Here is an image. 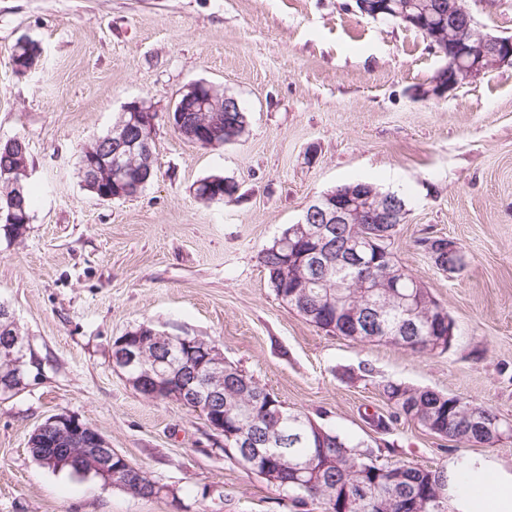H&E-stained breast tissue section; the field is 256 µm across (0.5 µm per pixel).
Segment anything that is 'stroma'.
<instances>
[{
	"mask_svg": "<svg viewBox=\"0 0 512 512\" xmlns=\"http://www.w3.org/2000/svg\"><path fill=\"white\" fill-rule=\"evenodd\" d=\"M468 4L481 32L512 36V0ZM23 35L43 52L20 77L10 54ZM441 64L421 34L353 0H0V141H25L36 192L23 235H0V302L39 362L27 389L0 399V512H320L226 457L201 413L128 385L112 345L143 323L216 343L380 464L436 469L465 453L391 419L389 381L512 421V67L415 97ZM195 81L238 100L243 137L203 146L160 125L136 197L90 193L80 154L124 105L168 112ZM213 174L237 184L235 202L196 198ZM356 181L405 197L394 250L455 323L445 353L326 333L272 291L261 249L314 197ZM426 236L458 242L463 267L438 269ZM61 413L164 493L40 466L29 436Z\"/></svg>",
	"mask_w": 512,
	"mask_h": 512,
	"instance_id": "1",
	"label": "stroma"
}]
</instances>
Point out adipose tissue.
I'll return each instance as SVG.
<instances>
[{
  "instance_id": "1",
  "label": "adipose tissue",
  "mask_w": 512,
  "mask_h": 512,
  "mask_svg": "<svg viewBox=\"0 0 512 512\" xmlns=\"http://www.w3.org/2000/svg\"><path fill=\"white\" fill-rule=\"evenodd\" d=\"M446 475L451 512H512V464L489 455L454 457Z\"/></svg>"
}]
</instances>
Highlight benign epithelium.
Listing matches in <instances>:
<instances>
[{
	"instance_id": "benign-epithelium-1",
	"label": "benign epithelium",
	"mask_w": 512,
	"mask_h": 512,
	"mask_svg": "<svg viewBox=\"0 0 512 512\" xmlns=\"http://www.w3.org/2000/svg\"><path fill=\"white\" fill-rule=\"evenodd\" d=\"M361 12L378 17L382 11L400 20L407 26H420L428 32L432 51L445 57L448 67V80L434 81L426 91L419 90L416 96L421 98H441L465 81H473L493 68L512 66V38L492 36L480 32L469 21L472 13L467 0H448V11H436L430 7L412 11L414 3L410 0H358ZM171 111L180 113L179 124H184V112H202L198 124L211 125V112L239 111L237 99L224 96L218 99L216 88L204 82L188 85L179 95ZM124 118L112 126L107 139L95 140L87 148L91 163L87 168L88 178L92 181L110 180L122 187L119 195H103V200L127 199L139 194L140 187L152 176L150 165L157 124L156 109L144 100L127 103L123 109ZM29 174V165L24 154L15 157V163L0 168V183L11 189L6 196L9 200L7 220L10 224L19 223L17 206L11 201L19 189L17 176ZM407 209L403 201L392 192H381L375 187L363 190L351 186L348 190L323 193L306 207L301 219L283 231L274 242V249L288 251L294 241H318L326 243L333 234L334 224H358L361 220L375 221L380 225L378 233L388 235L384 230L386 224H403ZM346 261L342 266L371 265L374 255L371 251L370 237L352 235L344 244ZM426 252L433 258L444 255L450 258L447 269L458 268L463 260L459 244L451 239L437 237L427 244ZM299 273L296 276L301 288L321 285L318 272L331 266V261L324 250L317 249L302 261H297ZM404 276L396 274L384 289L385 295L397 301L404 310L403 317L393 330L397 341L419 330L425 323L436 325L443 334L433 337L436 348L445 346L453 339L454 324L442 312L433 315L425 310L426 301L422 295L408 292L403 288ZM344 313L349 317L350 334L356 338L366 335L363 326L365 311L361 307L343 305ZM158 346L172 342V336L157 332L145 325L130 330L113 345L112 363L121 370L127 383L143 396L152 400H172L192 408L194 405L206 407L205 419L208 426L224 433V389L216 385V380L224 377L223 352L214 347L209 350L205 361L198 364L184 354L179 359H169L165 352L151 365L144 362L143 350L147 342ZM27 348L26 338L5 304L0 306V398L12 396L27 385L30 378L29 365L23 351ZM471 428L484 440L497 443L512 437V422L503 421L498 415L478 414L471 419ZM55 436L58 443L66 444L64 450L72 456H91L93 465L107 485L119 486L128 491L144 484V474L135 467L122 453L112 448L109 440L97 429L80 421L72 414H57L48 418L31 434V440ZM231 438H237L240 447L236 458L237 464L247 471L263 467V476L274 484L282 482L299 483L301 472L294 468L289 477L283 479L276 473L269 472L271 456L269 448L255 447L252 436L243 431L232 432Z\"/></svg>"
}]
</instances>
